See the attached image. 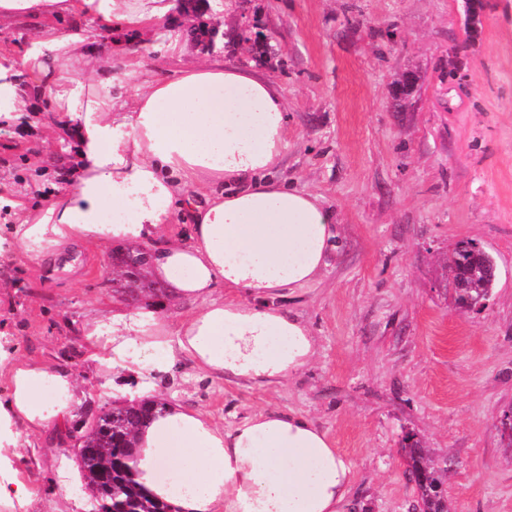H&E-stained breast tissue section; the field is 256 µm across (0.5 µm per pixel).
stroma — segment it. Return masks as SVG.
Masks as SVG:
<instances>
[{"instance_id":"stroma-1","label":"stroma","mask_w":512,"mask_h":512,"mask_svg":"<svg viewBox=\"0 0 512 512\" xmlns=\"http://www.w3.org/2000/svg\"><path fill=\"white\" fill-rule=\"evenodd\" d=\"M484 3L471 38L464 0H222L219 13L180 7L169 19L219 26L225 61L283 89L288 148L276 175L321 196L339 241L288 302L317 340L308 367L261 388L182 361L153 385L227 429L261 409L309 418L353 471L350 512H412L407 434L450 460L452 512H512V445L499 430L512 407V0ZM71 148L41 123L0 132V182L29 181L35 151ZM11 231L0 200V343L70 371L82 420L87 401L111 402L113 385L132 383L92 360L85 323L151 307L175 324L191 308L144 273L129 288L115 245L26 261L9 249ZM461 239L497 262L478 314L456 306L438 273ZM64 456L43 433L15 459L35 512H86L84 488L58 483Z\"/></svg>"}]
</instances>
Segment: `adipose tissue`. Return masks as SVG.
<instances>
[{
  "instance_id": "ef3b65f1",
  "label": "adipose tissue",
  "mask_w": 512,
  "mask_h": 512,
  "mask_svg": "<svg viewBox=\"0 0 512 512\" xmlns=\"http://www.w3.org/2000/svg\"><path fill=\"white\" fill-rule=\"evenodd\" d=\"M175 0H0V28L31 19L17 50L0 52V127L44 121L73 138L74 160L36 155L54 192L34 214L15 203L14 236L30 259L77 242L154 240L148 274L193 305L178 329L152 309L113 313L85 329L106 370L145 377L190 359L202 372L258 386L282 384L316 355L310 326L283 301L326 265L337 226L320 196L270 172L288 147L285 94L266 76L221 59L169 69L183 55L170 31L155 77L139 79V46ZM90 16L110 37L90 42ZM128 60L127 97L102 93L113 56ZM189 225L167 238L164 225ZM245 301L216 297L217 285ZM0 403V507L28 512L36 493L11 473L23 436L72 418L75 380L50 365L11 364ZM134 478L177 512H344L353 473L327 433L294 412L261 410L227 431L200 412L158 410L133 439Z\"/></svg>"
}]
</instances>
